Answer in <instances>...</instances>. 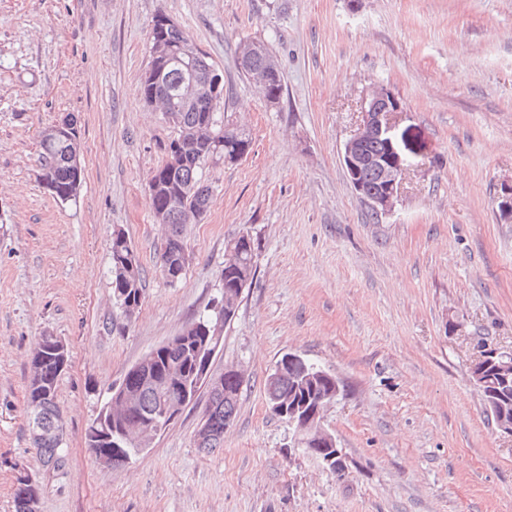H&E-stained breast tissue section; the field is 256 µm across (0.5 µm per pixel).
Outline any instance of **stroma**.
I'll use <instances>...</instances> for the list:
<instances>
[{
	"label": "stroma",
	"mask_w": 512,
	"mask_h": 512,
	"mask_svg": "<svg viewBox=\"0 0 512 512\" xmlns=\"http://www.w3.org/2000/svg\"><path fill=\"white\" fill-rule=\"evenodd\" d=\"M160 12L223 72L225 110L252 137L243 160L206 162L213 199L187 227L174 287L147 185L176 131L140 97ZM246 40L277 60L276 105L238 69ZM376 84L401 101L413 150L374 221L342 153ZM65 118L85 169L66 204L39 158L41 131ZM509 182L512 0H0V512H14L23 470L42 484L40 512H512V437L470 374L483 350H512V224L496 212ZM116 229L146 274L130 319L113 297ZM247 231L261 240L256 276L210 366L244 375L222 447L194 443L202 390L128 463L100 464L85 434L108 387L206 309L228 241ZM45 334L71 355L55 470L25 414ZM287 352L343 388L323 426L355 464L347 479L294 450L267 408Z\"/></svg>",
	"instance_id": "35a3bbf8"
}]
</instances>
